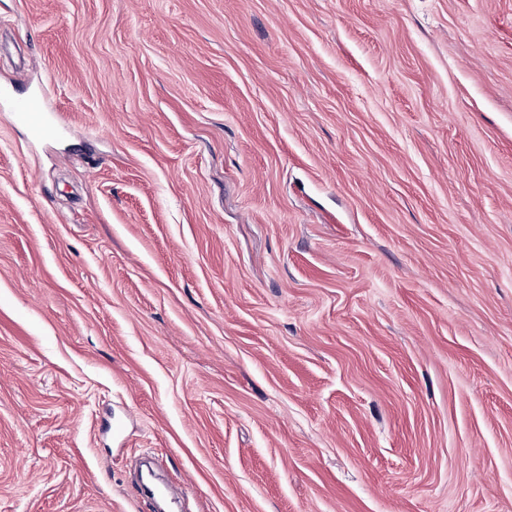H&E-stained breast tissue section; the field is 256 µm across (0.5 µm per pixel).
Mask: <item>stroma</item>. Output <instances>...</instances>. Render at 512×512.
I'll use <instances>...</instances> for the list:
<instances>
[{
  "label": "stroma",
  "mask_w": 512,
  "mask_h": 512,
  "mask_svg": "<svg viewBox=\"0 0 512 512\" xmlns=\"http://www.w3.org/2000/svg\"><path fill=\"white\" fill-rule=\"evenodd\" d=\"M145 454L512 512V0H0V512H152ZM7 112H14L36 134L43 133L47 128V115L36 98L13 102Z\"/></svg>",
  "instance_id": "obj_1"
}]
</instances>
